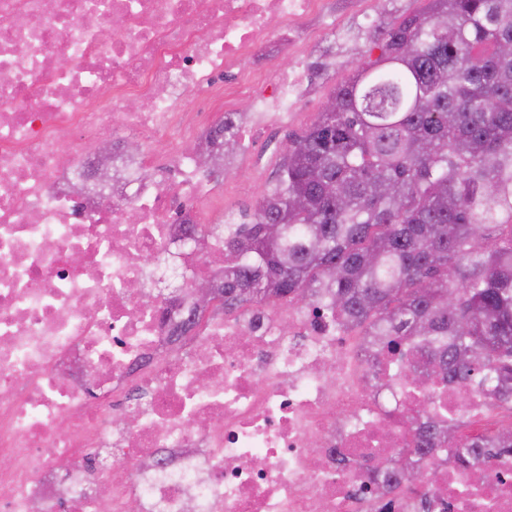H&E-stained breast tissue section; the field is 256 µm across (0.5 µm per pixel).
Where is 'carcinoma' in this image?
<instances>
[{"label": "carcinoma", "instance_id": "obj_1", "mask_svg": "<svg viewBox=\"0 0 512 512\" xmlns=\"http://www.w3.org/2000/svg\"><path fill=\"white\" fill-rule=\"evenodd\" d=\"M427 2L373 32L379 57L288 147L253 221L224 226L222 306L324 295L424 385L511 398L512 0ZM244 123L224 117L225 147ZM410 420L422 454L450 444Z\"/></svg>", "mask_w": 512, "mask_h": 512}]
</instances>
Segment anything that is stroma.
<instances>
[{
    "label": "stroma",
    "mask_w": 512,
    "mask_h": 512,
    "mask_svg": "<svg viewBox=\"0 0 512 512\" xmlns=\"http://www.w3.org/2000/svg\"><path fill=\"white\" fill-rule=\"evenodd\" d=\"M426 0H323V7L302 29L307 78L302 86L303 108L288 126L255 128L252 157L247 167H216L213 174L226 185L214 195L209 208L233 205L239 213H251L253 200L281 175L286 150L303 135L322 111L337 84L350 74L352 63L368 56V36L379 25L422 11Z\"/></svg>",
    "instance_id": "35a3bbf8"
}]
</instances>
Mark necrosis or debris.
I'll use <instances>...</instances> for the list:
<instances>
[{"instance_id":"4bbe7bcc","label":"necrosis or debris","mask_w":512,"mask_h":512,"mask_svg":"<svg viewBox=\"0 0 512 512\" xmlns=\"http://www.w3.org/2000/svg\"><path fill=\"white\" fill-rule=\"evenodd\" d=\"M320 5L0 0V512H99L104 492L112 512H512L511 452L487 483L448 451L439 486L374 493L384 457L414 445L410 415L462 438L512 433V417L488 395L416 389L318 305L215 311L172 341L195 281H223L236 217L204 210L215 184L179 146L243 96L259 123H287L300 76L273 75L268 95L239 64L273 20L295 29ZM120 127L165 155L164 175L144 180ZM89 144L112 149L102 194Z\"/></svg>"}]
</instances>
